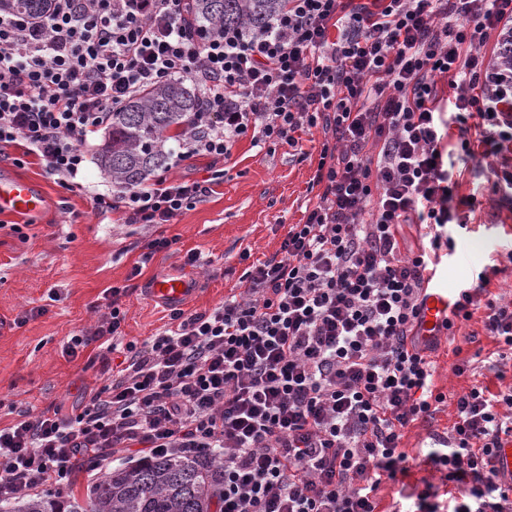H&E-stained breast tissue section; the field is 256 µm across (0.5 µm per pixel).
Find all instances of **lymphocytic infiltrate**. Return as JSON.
<instances>
[{
    "label": "lymphocytic infiltrate",
    "mask_w": 512,
    "mask_h": 512,
    "mask_svg": "<svg viewBox=\"0 0 512 512\" xmlns=\"http://www.w3.org/2000/svg\"><path fill=\"white\" fill-rule=\"evenodd\" d=\"M191 4L0 11V148L22 147L75 191L90 136L146 89L185 79L200 110L176 161H220L245 138L294 147L319 125L333 138L313 179L322 192L239 294L174 311V330L123 342L129 289H106L94 330L64 346L104 384L80 412L53 404L0 426V499L64 491L80 458L96 470L120 451L134 465L218 448V512H378L382 480L411 469L405 429L449 399L432 388L436 341L418 338L422 293L467 227L460 165L512 152V0H284L262 30L199 26ZM223 178L162 174L95 194L94 209L168 224ZM405 224L426 239L411 254ZM497 273L459 290L445 326L483 312L512 350V301L489 290ZM451 399L456 420L424 465L456 490L452 512H512V478L493 464L512 443V385Z\"/></svg>",
    "instance_id": "1"
}]
</instances>
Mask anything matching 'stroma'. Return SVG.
<instances>
[{"mask_svg": "<svg viewBox=\"0 0 512 512\" xmlns=\"http://www.w3.org/2000/svg\"><path fill=\"white\" fill-rule=\"evenodd\" d=\"M106 136L103 130L91 135L84 188L77 192L61 188L36 159L14 164L17 149H10L9 159H0L1 176L31 180L44 195L39 211L0 213V425L9 424L21 409L36 413L53 403L79 409L90 389L103 384L99 369L87 367L85 358L69 359L63 346L94 328L105 289L129 286L122 332L125 341L143 342L174 325L168 309L143 299L145 283L184 271L187 254L200 253L198 291L184 310L215 307L234 293L249 261L265 260L279 250L289 225L304 222L321 192L312 178L325 135L316 126L298 132L295 148L239 141L220 165L223 182L202 202L169 224H125L120 214H97L92 200L93 193L112 188L96 161ZM490 165V159L476 157L460 179L459 195L476 194L480 205L470 216L468 232L456 240L445 281L451 290L471 287L483 268L500 263L506 270L489 290L510 300L512 200L495 192ZM16 225L21 228L17 234L12 231ZM157 237L172 239L171 249L143 260L145 243ZM36 306L42 314L28 317ZM495 348L480 317L455 325L451 334L439 337L433 354L434 391L456 394L477 384L494 393L512 383V371L502 377L494 366L490 354ZM459 364L467 367L460 376L454 372ZM454 420L453 404H442L432 419L406 430L404 448L413 456L430 448ZM438 481V473L426 466L412 468L399 482L382 481L378 498L383 512H390L393 503H405L425 483Z\"/></svg>", "mask_w": 512, "mask_h": 512, "instance_id": "obj_1", "label": "stroma"}]
</instances>
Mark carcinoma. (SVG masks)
<instances>
[{
	"instance_id": "carcinoma-1",
	"label": "carcinoma",
	"mask_w": 512,
	"mask_h": 512,
	"mask_svg": "<svg viewBox=\"0 0 512 512\" xmlns=\"http://www.w3.org/2000/svg\"><path fill=\"white\" fill-rule=\"evenodd\" d=\"M281 0H194L196 21L205 26L261 29ZM197 111V95L178 79L159 84L112 113L108 139L98 153L101 167L118 187L146 182L166 166L164 143L179 140ZM219 453L207 461L166 456L117 467L94 481L83 498L35 493L0 502V512H214L224 467Z\"/></svg>"
}]
</instances>
